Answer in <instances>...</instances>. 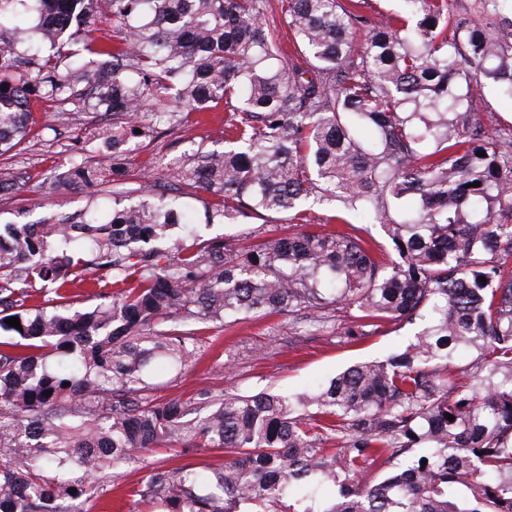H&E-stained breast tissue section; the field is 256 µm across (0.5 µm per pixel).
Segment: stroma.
<instances>
[{"mask_svg":"<svg viewBox=\"0 0 512 512\" xmlns=\"http://www.w3.org/2000/svg\"><path fill=\"white\" fill-rule=\"evenodd\" d=\"M39 125L26 148L14 158V170L19 178L50 169L60 164L72 142L74 128L53 121L47 106H35ZM224 136V109L192 115L187 124L153 142L150 150L137 152L136 167L151 172L156 183L172 187L165 171L154 169L156 154L177 157L192 143L211 144ZM269 320L202 335L201 356L191 371L182 378L168 382L161 389L164 397H189L197 389L234 388L275 392H300L334 376L345 367L360 361H373L401 351L415 328L405 325L385 329L355 343L338 335H321L306 341L281 334L269 338ZM167 454L156 449L146 455L141 469L128 470L123 476L106 481L87 501L88 512H102L104 502L120 500L130 485L137 483L145 471L163 465Z\"/></svg>","mask_w":512,"mask_h":512,"instance_id":"stroma-1","label":"stroma"}]
</instances>
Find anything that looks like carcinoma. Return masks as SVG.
Masks as SVG:
<instances>
[{"label":"carcinoma","mask_w":512,"mask_h":512,"mask_svg":"<svg viewBox=\"0 0 512 512\" xmlns=\"http://www.w3.org/2000/svg\"><path fill=\"white\" fill-rule=\"evenodd\" d=\"M402 2L370 20L357 0H0V157L36 104L94 118L63 163L0 166V196H88L0 224V512H81L152 448L181 463L128 512H512V127L459 94L477 71L512 97V0H479L480 23ZM221 103L224 145L158 159L174 193L134 185L135 151ZM309 202L350 230L314 229ZM256 217L248 239L198 234ZM339 305L350 342L418 331L312 391L156 395L208 325L317 336ZM203 448L224 459L190 461Z\"/></svg>","instance_id":"obj_1"}]
</instances>
